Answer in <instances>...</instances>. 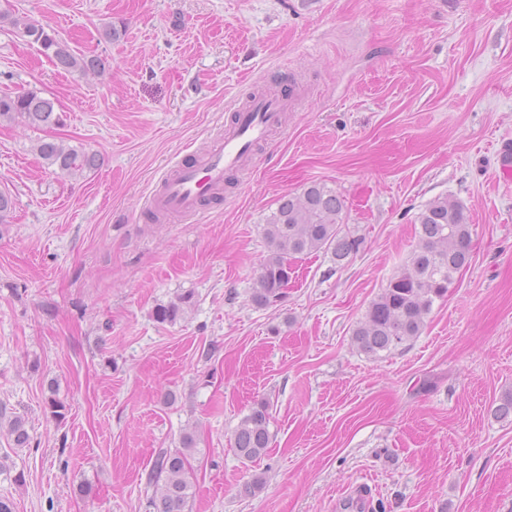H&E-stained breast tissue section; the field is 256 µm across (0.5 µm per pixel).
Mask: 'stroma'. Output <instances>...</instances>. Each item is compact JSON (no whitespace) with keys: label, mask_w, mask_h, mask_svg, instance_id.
<instances>
[{"label":"stroma","mask_w":512,"mask_h":512,"mask_svg":"<svg viewBox=\"0 0 512 512\" xmlns=\"http://www.w3.org/2000/svg\"><path fill=\"white\" fill-rule=\"evenodd\" d=\"M100 58L57 67L0 23V91L54 99L61 124L0 123V436L14 512H146L155 452L194 432L191 512H512V0H10ZM116 32L106 39V29ZM306 94L201 223L145 222V198L202 154L227 108ZM100 157L78 176L39 156ZM336 190L361 251L297 259L281 302L250 300L262 226L285 194ZM459 201L472 257L420 336L370 357L352 332L418 246L430 200ZM193 290L173 324L157 304ZM57 394L63 418L46 401ZM269 405L270 448L240 420ZM263 486L244 492L254 478ZM36 150L47 165L56 166L60 172L69 175H77L99 162L96 154L89 155L63 142L40 141ZM270 416L266 403H258L245 415L233 435V448L240 459L253 462L270 448ZM2 431L7 436V439H10L13 447L26 448L29 446L31 437L26 428L25 421L21 417L11 418L7 425L0 420L1 434Z\"/></svg>","instance_id":"1"}]
</instances>
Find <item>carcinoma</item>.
Segmentation results:
<instances>
[{"label": "carcinoma", "mask_w": 512, "mask_h": 512, "mask_svg": "<svg viewBox=\"0 0 512 512\" xmlns=\"http://www.w3.org/2000/svg\"><path fill=\"white\" fill-rule=\"evenodd\" d=\"M25 33L40 50L67 71L101 68L97 57L74 53L68 44L43 27L24 26ZM22 116L32 126H51L60 122L54 101L31 91L22 95L0 93V121ZM37 152L49 166L76 175L99 162L72 146L56 141H42ZM344 201L335 190L312 182L301 195L282 196L277 208L263 226L269 254L262 264L252 291V302L263 307L278 301L291 278L292 261L321 250L332 253L341 265L359 252L362 240L342 232ZM419 243L407 264L388 280L382 292L370 303L365 318L353 331V341L366 355L377 357L409 345L421 335L434 303L445 298L457 275L468 264L473 228L461 204L447 197L428 202L417 217ZM194 294L184 292L175 300L158 305L154 317L160 323H175L190 309ZM270 416L265 403L257 404L245 415L233 435L237 456L252 462L270 448ZM5 433L15 448L29 446L31 437L25 421L14 417L3 423ZM198 452L196 438L186 432L178 448H160L146 484L159 487L148 501L149 512H189L193 497V455Z\"/></svg>", "instance_id": "cac0c4a2"}]
</instances>
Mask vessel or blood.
I'll use <instances>...</instances> for the list:
<instances>
[{
  "mask_svg": "<svg viewBox=\"0 0 512 512\" xmlns=\"http://www.w3.org/2000/svg\"><path fill=\"white\" fill-rule=\"evenodd\" d=\"M291 106L283 96L255 95L235 107L200 162L175 167L145 201V210L201 223L204 204L223 192L228 175L249 170L254 147L280 127Z\"/></svg>",
  "mask_w": 512,
  "mask_h": 512,
  "instance_id": "vessel-or-blood-1",
  "label": "vessel or blood"
}]
</instances>
